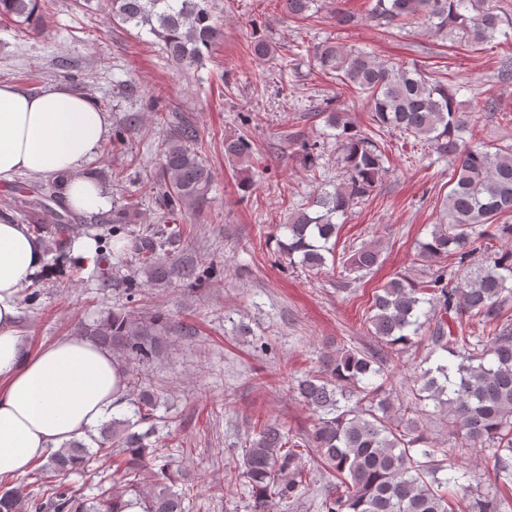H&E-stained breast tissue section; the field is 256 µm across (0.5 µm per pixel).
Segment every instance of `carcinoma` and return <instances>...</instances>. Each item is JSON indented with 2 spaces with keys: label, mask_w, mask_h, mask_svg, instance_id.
Listing matches in <instances>:
<instances>
[{
  "label": "carcinoma",
  "mask_w": 512,
  "mask_h": 512,
  "mask_svg": "<svg viewBox=\"0 0 512 512\" xmlns=\"http://www.w3.org/2000/svg\"><path fill=\"white\" fill-rule=\"evenodd\" d=\"M109 20L148 29L165 44L167 53L184 70L203 65V50L223 37L208 0H106ZM317 0H277L289 16L305 18ZM370 17L387 24L420 20L437 32L455 38L463 50L508 36L501 29L499 6L487 0H375ZM30 32L41 31L42 0H0V19ZM260 59L273 57L272 44L255 37L250 44ZM321 71L343 86L366 95L372 127L398 130L415 142L430 145L456 161L451 189L441 208L448 223L436 224L420 256L427 261L447 258L457 267L455 280L445 269L430 280L415 283L404 276L390 280L375 295L365 324L367 331L389 347L413 346L423 340L439 362L420 368L415 403L395 407L386 394L387 362L377 352L338 348L322 358L321 371L298 382L300 401L316 417L307 447L335 474L324 501L325 512H454L468 496L462 483L467 472L448 463V456L466 449L492 448L493 469L512 477V319L500 314L501 303L512 297V147L491 152L486 145L466 140L470 115L460 111L456 92L441 81L430 83L417 68L380 61L363 49L345 50L325 42L313 48ZM325 126L342 142L346 181L328 190L321 186L307 208L297 210L281 225L285 237L278 250L290 266L309 270L326 264L330 240L337 236L336 218L347 215L369 195L384 171L385 154L368 133L357 130L346 112L329 106L320 110ZM197 130L187 124L171 136L163 152L162 172L150 186L155 203L166 212L199 210L208 203L213 175L190 148ZM301 155L315 169L321 145L303 141ZM224 153L250 164L254 143L238 136L224 141ZM69 212L56 214L51 225L37 224L62 248L73 232ZM146 255L142 273L153 281L200 280L193 269L169 264L156 256L158 244L150 235L133 241ZM380 244L365 243L342 262L348 271H370L381 263ZM159 318H134L121 308L101 321L80 329L112 351L124 367L125 386L134 372L161 352ZM481 326L475 336L470 323ZM459 363H454L453 359ZM133 417L112 418L100 434L112 447V465L125 480L123 490L101 492L82 499L68 489L45 483L43 493L23 495L0 486V512H124L125 497L140 501L143 512H185L187 494L177 491L178 479L160 460L150 438L158 433L159 397L141 389L131 398ZM448 418V447L428 437L423 420L426 407ZM147 425L138 432L135 427ZM299 444L286 425H261L258 437L241 449L239 467L252 490L254 512H267L269 503L294 497L309 481L300 465ZM90 450L73 442L48 456L39 467L57 476L85 467Z\"/></svg>",
  "instance_id": "cac0c4a2"
}]
</instances>
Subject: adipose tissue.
<instances>
[{
  "instance_id": "obj_1",
  "label": "adipose tissue",
  "mask_w": 512,
  "mask_h": 512,
  "mask_svg": "<svg viewBox=\"0 0 512 512\" xmlns=\"http://www.w3.org/2000/svg\"><path fill=\"white\" fill-rule=\"evenodd\" d=\"M109 115L62 84L32 94L0 84V183L19 176L64 178L63 202L81 213L106 209L102 184L86 169L104 146ZM46 241L0 217V476L118 415L124 377L111 351L70 336L31 352L17 329L20 299L46 269Z\"/></svg>"
}]
</instances>
